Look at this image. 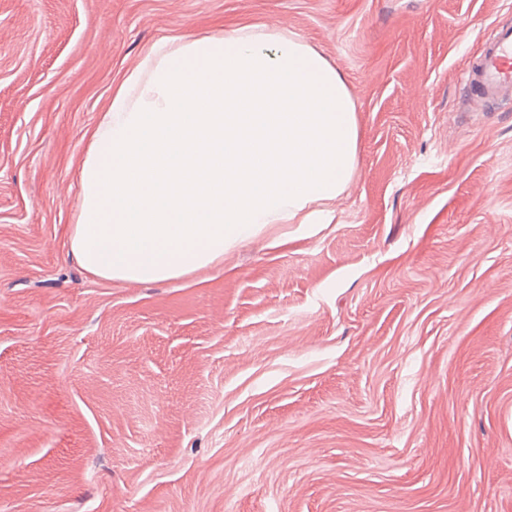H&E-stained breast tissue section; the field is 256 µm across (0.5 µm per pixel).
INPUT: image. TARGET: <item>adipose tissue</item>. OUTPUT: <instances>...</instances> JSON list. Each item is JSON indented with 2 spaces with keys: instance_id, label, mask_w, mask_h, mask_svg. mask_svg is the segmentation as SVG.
Returning a JSON list of instances; mask_svg holds the SVG:
<instances>
[{
  "instance_id": "obj_1",
  "label": "adipose tissue",
  "mask_w": 512,
  "mask_h": 512,
  "mask_svg": "<svg viewBox=\"0 0 512 512\" xmlns=\"http://www.w3.org/2000/svg\"><path fill=\"white\" fill-rule=\"evenodd\" d=\"M355 112L285 29L162 39L89 133L70 252L100 279L163 281L267 225L313 223L357 168Z\"/></svg>"
}]
</instances>
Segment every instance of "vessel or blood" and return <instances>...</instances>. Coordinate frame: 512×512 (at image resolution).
I'll return each instance as SVG.
<instances>
[{"label": "vessel or blood", "mask_w": 512, "mask_h": 512, "mask_svg": "<svg viewBox=\"0 0 512 512\" xmlns=\"http://www.w3.org/2000/svg\"><path fill=\"white\" fill-rule=\"evenodd\" d=\"M464 82L469 94L494 106L512 100V26H496L478 56L469 62Z\"/></svg>", "instance_id": "b4317fda"}]
</instances>
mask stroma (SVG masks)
Here are the masks:
<instances>
[{"label":"stroma","mask_w":512,"mask_h":512,"mask_svg":"<svg viewBox=\"0 0 512 512\" xmlns=\"http://www.w3.org/2000/svg\"><path fill=\"white\" fill-rule=\"evenodd\" d=\"M512 0H0V512H512ZM279 25L344 76L327 224L107 281L87 132L163 38ZM464 82L470 97L492 107L512 100V26L498 25L469 62Z\"/></svg>","instance_id":"stroma-1"}]
</instances>
